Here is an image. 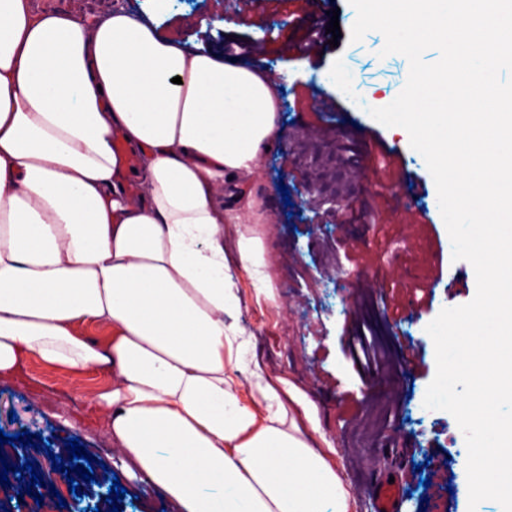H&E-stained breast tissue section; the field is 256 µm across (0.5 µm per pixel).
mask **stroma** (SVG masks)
<instances>
[{
	"label": "stroma",
	"mask_w": 512,
	"mask_h": 512,
	"mask_svg": "<svg viewBox=\"0 0 512 512\" xmlns=\"http://www.w3.org/2000/svg\"><path fill=\"white\" fill-rule=\"evenodd\" d=\"M131 13L152 8L160 33L192 49L223 53L232 41L265 40L264 53L248 66L270 69L291 95L285 100L277 144L246 181L274 218L261 225L275 301L258 298L241 279V323L256 338V353L270 376L306 392L319 408L320 429L336 450L334 464L354 500L353 512H374L372 488L384 475L407 480L402 512H503L493 500L468 508L465 438L454 417L423 405L436 371L435 346L427 325L442 308L470 302L475 273L465 260H452L434 180L420 153L400 127H385L369 108L390 104L405 86L408 59L383 54L385 37L368 32L351 42L357 18L349 0H326L339 12L338 47L312 55L301 47L305 5L295 0H96ZM345 72L349 90L336 111H323L321 75ZM379 138L380 154L395 162L385 176L372 162L358 182L335 185L353 204L336 210L328 197L312 192L318 174L333 159L361 157L362 147ZM432 294L404 322L391 323L379 301L389 296L403 307L417 290ZM370 326L377 344L389 349L393 371H362L350 353L361 326ZM98 380L75 379L37 362L20 374L0 377V429L42 437L27 458L54 492L35 502L16 487L0 485L7 512H74L78 501L97 496L120 481L127 493L123 512H176L158 488L133 478L113 453L104 411L88 396ZM77 439L95 461V479L68 482L54 470L51 455L68 456Z\"/></svg>",
	"instance_id": "1"
}]
</instances>
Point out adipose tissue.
Instances as JSON below:
<instances>
[{
  "mask_svg": "<svg viewBox=\"0 0 512 512\" xmlns=\"http://www.w3.org/2000/svg\"><path fill=\"white\" fill-rule=\"evenodd\" d=\"M278 117L266 71L151 12L0 0V376H99L122 464L177 512H352L317 405L239 321L241 278L273 295L242 183Z\"/></svg>",
  "mask_w": 512,
  "mask_h": 512,
  "instance_id": "adipose-tissue-1",
  "label": "adipose tissue"
}]
</instances>
